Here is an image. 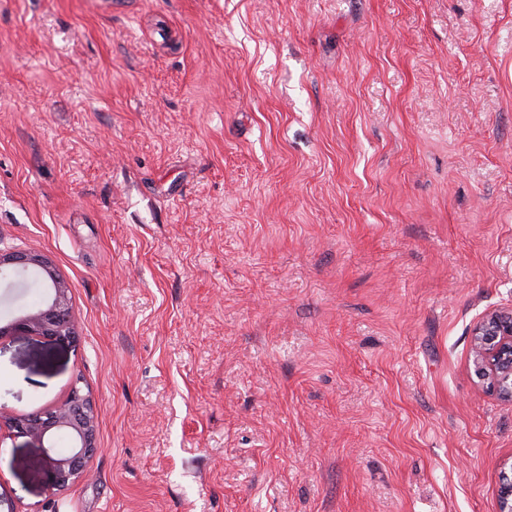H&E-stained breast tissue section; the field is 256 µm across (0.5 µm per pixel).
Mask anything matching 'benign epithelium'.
I'll use <instances>...</instances> for the list:
<instances>
[{
  "label": "benign epithelium",
  "instance_id": "obj_1",
  "mask_svg": "<svg viewBox=\"0 0 512 512\" xmlns=\"http://www.w3.org/2000/svg\"><path fill=\"white\" fill-rule=\"evenodd\" d=\"M38 272L46 286L43 303L0 326L8 332L48 339L65 347L75 342L77 329L66 282L52 264L34 253L0 251V273ZM472 358L478 377L490 390L512 400V307L486 313L472 331ZM97 417L88 394L74 385L68 398L42 414L15 416L0 408V427L37 442L44 463L58 488L85 477L96 452Z\"/></svg>",
  "mask_w": 512,
  "mask_h": 512
}]
</instances>
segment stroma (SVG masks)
<instances>
[{"instance_id":"1","label":"stroma","mask_w":512,"mask_h":512,"mask_svg":"<svg viewBox=\"0 0 512 512\" xmlns=\"http://www.w3.org/2000/svg\"><path fill=\"white\" fill-rule=\"evenodd\" d=\"M1 248L78 340L1 337L0 405L99 446L1 440L15 512H500L512 0H0ZM31 270L37 271L45 281L46 295L43 303L13 319L6 326L1 325L0 335L3 336L7 332L21 333L46 338L61 347L69 346L77 338V329L72 318L66 282L41 255L0 251L1 274ZM478 377L498 396L512 400V307L486 313L472 331ZM97 417L88 394L75 384L68 398L42 414L15 416L0 407V441L2 426L37 442L44 451V463L53 474V484L63 488L86 477L97 450ZM65 434L68 448L59 453L57 436Z\"/></svg>"}]
</instances>
